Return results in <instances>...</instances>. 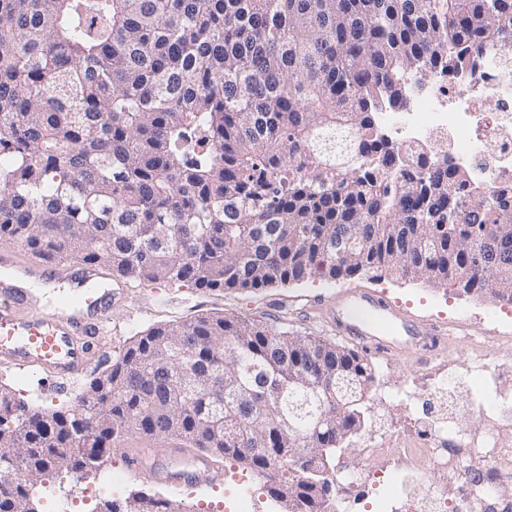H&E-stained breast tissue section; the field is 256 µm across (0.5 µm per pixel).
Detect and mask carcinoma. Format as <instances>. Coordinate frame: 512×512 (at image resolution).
Here are the masks:
<instances>
[{
    "instance_id": "1",
    "label": "carcinoma",
    "mask_w": 512,
    "mask_h": 512,
    "mask_svg": "<svg viewBox=\"0 0 512 512\" xmlns=\"http://www.w3.org/2000/svg\"><path fill=\"white\" fill-rule=\"evenodd\" d=\"M474 52L512 58V0H0V238L208 291L462 271L512 303V195L407 172L377 123ZM108 369L60 410L0 389V458L25 459L0 512L129 434L274 472L270 497L325 512L375 382L352 347L224 315L142 331ZM101 512L183 510L135 491Z\"/></svg>"
}]
</instances>
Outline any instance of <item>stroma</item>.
<instances>
[{
    "label": "stroma",
    "mask_w": 512,
    "mask_h": 512,
    "mask_svg": "<svg viewBox=\"0 0 512 512\" xmlns=\"http://www.w3.org/2000/svg\"><path fill=\"white\" fill-rule=\"evenodd\" d=\"M123 286L126 295L108 316L107 334L100 339L101 354L93 365L97 372L106 367L115 352L131 343L137 333L156 324H178L201 315L248 317L278 331L332 340L335 332L315 316L309 305L317 298H332L352 288L385 293L428 325L445 324L449 336L443 349L444 358L464 360L479 345L512 358V305L489 297L470 296L453 287L436 288L387 271H376L371 277L354 276L336 281L317 278L297 286L245 291H205L173 283L132 280L124 281ZM371 362L376 380L370 393V407L365 413V426L340 454L341 459L356 464L362 461L363 445L375 429L377 415L389 407L383 399L385 383L398 374L420 377L432 367L430 352L421 350L375 356ZM87 379V374H80L67 388L61 389L46 374L0 366V386L36 407L49 410L66 405ZM153 445L151 439L130 436L121 447L113 449L111 457L95 474L85 479L77 480L66 473L49 476L33 488L39 512H95L99 500L85 497V489L107 486L113 468L124 465V449ZM221 466L232 472V479L214 486L188 485L178 489L145 481L129 472L124 476L119 494L125 497L133 491L156 493L175 501L185 512H231L237 490L234 477L243 472L249 479V489L259 497L261 512H282L280 503L267 493V478L253 471L244 472L242 466L231 459L222 460Z\"/></svg>",
    "instance_id": "obj_1"
}]
</instances>
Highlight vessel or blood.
Here are the masks:
<instances>
[{
	"mask_svg": "<svg viewBox=\"0 0 512 512\" xmlns=\"http://www.w3.org/2000/svg\"><path fill=\"white\" fill-rule=\"evenodd\" d=\"M96 267L79 262H29L0 248V364L41 371L67 385L92 362L104 323L118 299ZM337 335L358 341L367 353L403 352L400 334L421 335V323L386 294L361 288L337 294L333 306L316 304ZM129 468L170 487L217 484L224 472L209 456L188 448H141Z\"/></svg>",
	"mask_w": 512,
	"mask_h": 512,
	"instance_id": "vessel-or-blood-1",
	"label": "vessel or blood"
}]
</instances>
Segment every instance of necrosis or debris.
Instances as JSON below:
<instances>
[{
  "label": "necrosis or debris",
  "mask_w": 512,
  "mask_h": 512,
  "mask_svg": "<svg viewBox=\"0 0 512 512\" xmlns=\"http://www.w3.org/2000/svg\"><path fill=\"white\" fill-rule=\"evenodd\" d=\"M487 102L492 112L483 111ZM379 123L409 161L421 154L448 159L487 192L512 189V67L480 55L466 79L433 73L414 89L405 110L381 113ZM428 469L466 481L470 512H489V474L512 478V420L497 417L483 430L460 434L447 414L414 413L403 428L366 444L360 469L339 463L334 500L347 503L355 492L383 484L393 488L381 498L383 512L399 505L415 512L420 504L426 512H448L444 488H430L424 501L415 498L411 480Z\"/></svg>",
  "instance_id": "necrosis-or-debris-1"
}]
</instances>
